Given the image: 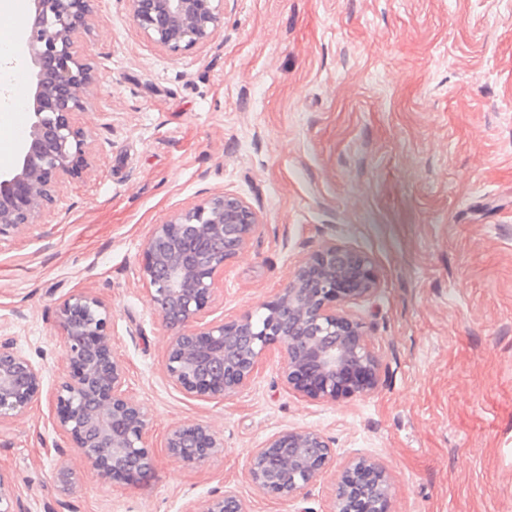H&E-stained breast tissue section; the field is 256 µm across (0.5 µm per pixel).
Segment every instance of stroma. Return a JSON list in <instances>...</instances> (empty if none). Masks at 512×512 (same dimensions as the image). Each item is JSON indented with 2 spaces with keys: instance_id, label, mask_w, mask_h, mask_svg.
I'll return each instance as SVG.
<instances>
[{
  "instance_id": "35a3bbf8",
  "label": "stroma",
  "mask_w": 512,
  "mask_h": 512,
  "mask_svg": "<svg viewBox=\"0 0 512 512\" xmlns=\"http://www.w3.org/2000/svg\"><path fill=\"white\" fill-rule=\"evenodd\" d=\"M103 79L80 116L95 161L54 214L0 242V337L43 369L26 415L0 425V474L26 512H194L234 490L247 512H328L331 479L295 502L249 481L252 448L320 430L395 480L392 512H512V0H226L212 42L149 43L125 0L89 36ZM260 211L224 267L206 322L260 315L327 242L370 255L357 306L378 389L300 398L273 349L238 396L193 399L164 376L171 336L140 265L154 224L216 192ZM92 289L112 310L127 390L150 418L154 469L54 482L55 394L68 366L57 303ZM186 421L223 452L187 466L165 448Z\"/></svg>"
}]
</instances>
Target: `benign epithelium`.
Masks as SVG:
<instances>
[{
  "label": "benign epithelium",
  "instance_id": "1",
  "mask_svg": "<svg viewBox=\"0 0 512 512\" xmlns=\"http://www.w3.org/2000/svg\"><path fill=\"white\" fill-rule=\"evenodd\" d=\"M101 0H33L22 35L35 68L33 119L16 158L0 167V241L54 211L61 189L92 165L93 133L78 114L94 103L102 78L85 42ZM129 15L155 46L177 53L205 46L224 23V0H127ZM260 218L242 197L215 193L154 225L142 250L150 300L174 330L165 356L169 384L191 398L233 397L244 391L272 348L284 353L288 389L312 401L335 403L371 395L379 356L354 307L379 287L372 258L351 246L325 243L308 254L272 300L261 321L201 322L224 265L247 245ZM56 319L69 366L56 395V426L69 447L55 449L54 478L73 486V450L105 482L132 484L155 466L145 445L149 419L125 389L126 367L112 346L110 307L81 291L60 300ZM42 369L9 339L0 341V424L24 415L42 387ZM206 425L185 423L166 438L168 454L194 464L221 451ZM329 512H391L394 483L379 463L355 456L336 467L324 435L311 428L281 431L246 462L264 495L293 501L332 471ZM0 475V512H22ZM196 512H246L231 491Z\"/></svg>",
  "mask_w": 512,
  "mask_h": 512
}]
</instances>
